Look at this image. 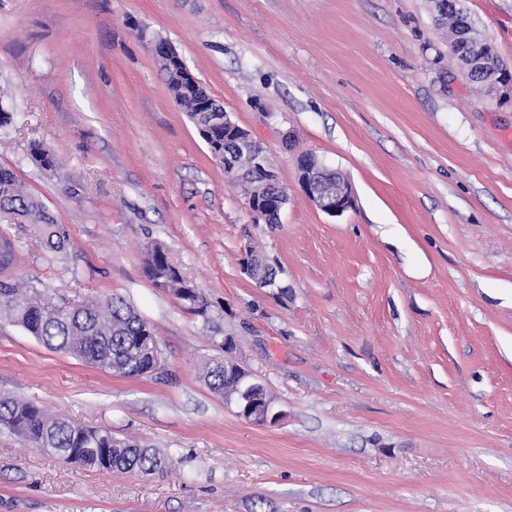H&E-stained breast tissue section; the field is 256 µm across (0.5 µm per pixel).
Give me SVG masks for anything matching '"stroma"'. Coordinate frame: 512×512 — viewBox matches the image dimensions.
<instances>
[{
  "mask_svg": "<svg viewBox=\"0 0 512 512\" xmlns=\"http://www.w3.org/2000/svg\"><path fill=\"white\" fill-rule=\"evenodd\" d=\"M436 0H0V131L66 231L0 214L12 274L71 305L117 295L153 326L158 374L99 371L0 321V394L171 456L81 470L0 431V512H512V100L464 80ZM512 69V0H459ZM168 40L288 189L254 224L172 99L139 28ZM58 161L46 176L32 141ZM348 180L317 209L300 154ZM162 245L208 306L144 273ZM284 272L280 302L241 272ZM233 359L285 416H238L204 380ZM314 168L307 164L299 165L298 182L300 188L312 204L323 213L340 216L353 207L354 199L347 183L336 187L333 183L321 182Z\"/></svg>",
  "mask_w": 512,
  "mask_h": 512,
  "instance_id": "stroma-1",
  "label": "stroma"
}]
</instances>
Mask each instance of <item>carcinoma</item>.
<instances>
[{
  "label": "carcinoma",
  "instance_id": "obj_1",
  "mask_svg": "<svg viewBox=\"0 0 512 512\" xmlns=\"http://www.w3.org/2000/svg\"><path fill=\"white\" fill-rule=\"evenodd\" d=\"M440 16L448 19V37L457 39L455 59L469 73L470 81L486 92L487 74L482 65L469 59V37L483 34L472 28L467 17L454 9L453 0H441ZM168 90L175 103L183 107L197 132L207 136L210 149L224 150V113L206 112L199 106L192 81L178 65L159 62ZM30 160L45 171L55 168L49 150L39 143L30 148ZM13 216L17 224L41 225L44 259L56 262L64 250L66 232L55 223L44 203L28 192L9 167L0 166V213ZM15 252L6 235L0 236V271L14 264ZM144 268L157 288L173 293L187 309L206 316L205 304L193 286L182 278L158 245L148 249ZM282 269L255 253L251 280H280ZM0 319L24 328L51 350L68 354L104 372L126 376H147L155 370V359L140 353V336H155V330L123 298L112 296L92 305L74 307L59 303L44 288L16 286L10 278L0 281ZM209 388L229 404L247 383L243 374L224 369V360L205 364ZM0 427L18 433L36 448L48 447L61 460L85 470L135 471L151 476L165 470L168 456L155 448L120 438L107 428H87L69 420L50 416L32 402L0 395Z\"/></svg>",
  "mask_w": 512,
  "mask_h": 512
}]
</instances>
